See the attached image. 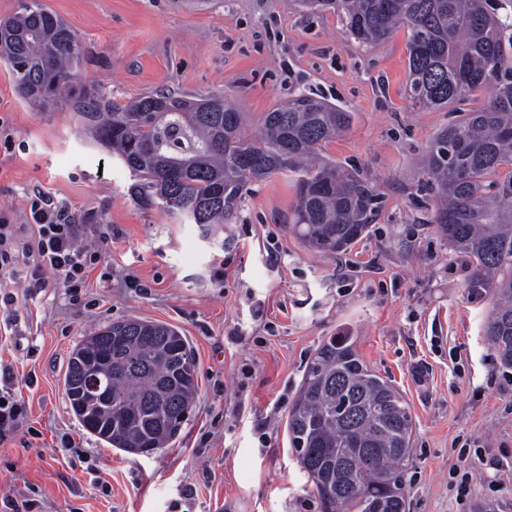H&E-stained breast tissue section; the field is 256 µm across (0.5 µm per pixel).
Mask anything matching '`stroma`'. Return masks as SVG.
I'll list each match as a JSON object with an SVG mask.
<instances>
[{
    "mask_svg": "<svg viewBox=\"0 0 512 512\" xmlns=\"http://www.w3.org/2000/svg\"><path fill=\"white\" fill-rule=\"evenodd\" d=\"M41 2L78 34L84 83L107 100L221 94L253 129L299 93L351 112L324 153L357 166L380 198L369 234L344 253L309 250L290 231L296 189L281 174L247 184L238 210L202 229L140 206L124 163L74 112L22 99L0 60V212L25 223L42 192L110 238L78 299L20 283L0 313V361L28 409L0 449V512H320L286 423L332 336L352 338L410 408L406 512H512V370L483 336L492 300L471 298L469 259L438 234L423 175L428 143L460 111L412 103L405 32L364 47L334 12L298 0ZM129 317L175 326L196 355L189 419L150 456L86 431L64 390L73 349ZM477 450L484 462L458 497L454 470Z\"/></svg>",
    "mask_w": 512,
    "mask_h": 512,
    "instance_id": "stroma-1",
    "label": "stroma"
}]
</instances>
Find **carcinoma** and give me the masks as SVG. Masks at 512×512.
Wrapping results in <instances>:
<instances>
[{"mask_svg":"<svg viewBox=\"0 0 512 512\" xmlns=\"http://www.w3.org/2000/svg\"><path fill=\"white\" fill-rule=\"evenodd\" d=\"M332 8L348 36L365 46L407 32L410 99L421 108L458 105L476 90L486 103L440 129L424 157L435 191L432 223L469 258L467 288L491 294L495 307L484 336L500 365L512 369V48L505 24L485 0H304ZM0 58L19 95L76 112L99 145L138 176L143 206L159 205L192 224H222L242 200L243 187L278 173L296 176L297 203L289 225L310 250L341 252L368 230L378 193L355 168L324 155L351 113L301 94L264 116L250 137L244 113L222 95L175 92L118 104L107 113L80 108L98 98L81 84L79 36L40 0H23L0 22ZM120 336L112 352V399L83 410L84 397L65 388L82 426L114 448L140 453L175 438L197 391L196 359L173 327L124 319L100 327L75 350L96 359L102 338ZM287 432L308 492L322 512H405V471L413 420L403 397L362 359L347 336H332L306 367L288 412Z\"/></svg>","mask_w":512,"mask_h":512,"instance_id":"1","label":"carcinoma"}]
</instances>
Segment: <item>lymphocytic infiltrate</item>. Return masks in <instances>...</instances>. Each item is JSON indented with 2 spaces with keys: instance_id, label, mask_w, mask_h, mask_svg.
<instances>
[{
  "instance_id": "1",
  "label": "lymphocytic infiltrate",
  "mask_w": 512,
  "mask_h": 512,
  "mask_svg": "<svg viewBox=\"0 0 512 512\" xmlns=\"http://www.w3.org/2000/svg\"><path fill=\"white\" fill-rule=\"evenodd\" d=\"M29 213L26 224L11 223L0 215V310L7 313L15 303L5 290L7 284L23 281L28 287L41 288L52 275L74 294L83 287L97 257L83 226L67 223L50 197L33 201ZM18 388L11 365L0 363V446L13 440L27 417Z\"/></svg>"
}]
</instances>
